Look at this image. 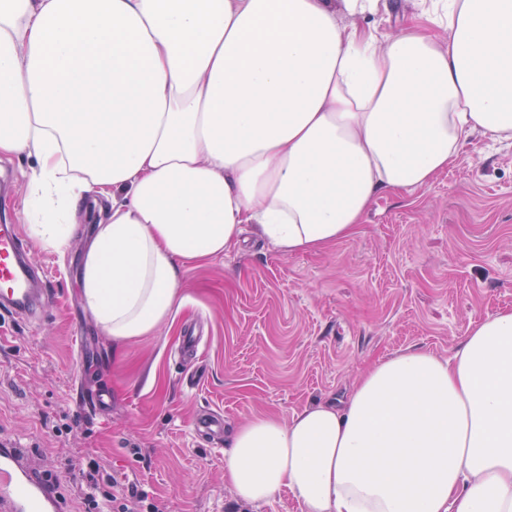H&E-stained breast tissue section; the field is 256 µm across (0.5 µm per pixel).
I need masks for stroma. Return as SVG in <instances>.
I'll list each match as a JSON object with an SVG mask.
<instances>
[{
  "label": "stroma",
  "mask_w": 512,
  "mask_h": 512,
  "mask_svg": "<svg viewBox=\"0 0 512 512\" xmlns=\"http://www.w3.org/2000/svg\"><path fill=\"white\" fill-rule=\"evenodd\" d=\"M431 10L429 0H380L376 15L338 21L383 42ZM34 164L0 157V224L26 231ZM98 219L87 203L61 249L26 232L33 264L49 272L51 303L7 320L0 345V447L52 475L67 512L83 508L74 476L90 455L163 512H302L286 489L263 504L237 502L223 449L193 435L196 412L222 413L228 434L257 415L287 419L344 397L400 351L450 356L472 322L512 309V142L479 134L431 187L378 196L358 232L328 250L284 255L249 232L226 255L185 263L179 311L120 345L82 297L83 249ZM199 316L208 321L205 376L187 389L172 352ZM81 381L111 391L105 417L82 412Z\"/></svg>",
  "instance_id": "obj_1"
}]
</instances>
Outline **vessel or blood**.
Returning a JSON list of instances; mask_svg holds the SVG:
<instances>
[{"label":"vessel or blood","instance_id":"1","mask_svg":"<svg viewBox=\"0 0 512 512\" xmlns=\"http://www.w3.org/2000/svg\"><path fill=\"white\" fill-rule=\"evenodd\" d=\"M48 302L36 287L28 248L14 224L0 225V315L10 316ZM0 512H64L58 491L27 468L20 452L0 448Z\"/></svg>","mask_w":512,"mask_h":512}]
</instances>
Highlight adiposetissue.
<instances>
[{"mask_svg": "<svg viewBox=\"0 0 512 512\" xmlns=\"http://www.w3.org/2000/svg\"><path fill=\"white\" fill-rule=\"evenodd\" d=\"M379 0H0V156L34 157L29 230L63 247L110 198L82 291L121 344L180 305L183 262L244 225L282 253L353 236L375 197L430 187L479 132L512 140V0H446L447 39L385 44L336 15ZM224 477L304 512H512V310L453 355L408 349L342 402L232 435Z\"/></svg>", "mask_w": 512, "mask_h": 512, "instance_id": "1", "label": "adipose tissue"}]
</instances>
